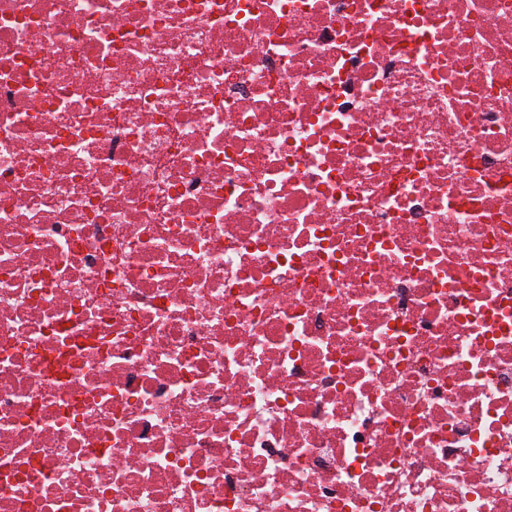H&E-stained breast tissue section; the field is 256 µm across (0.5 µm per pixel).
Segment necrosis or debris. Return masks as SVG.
<instances>
[{"label":"necrosis or debris","instance_id":"obj_1","mask_svg":"<svg viewBox=\"0 0 512 512\" xmlns=\"http://www.w3.org/2000/svg\"><path fill=\"white\" fill-rule=\"evenodd\" d=\"M0 512H512V0H0Z\"/></svg>","mask_w":512,"mask_h":512}]
</instances>
